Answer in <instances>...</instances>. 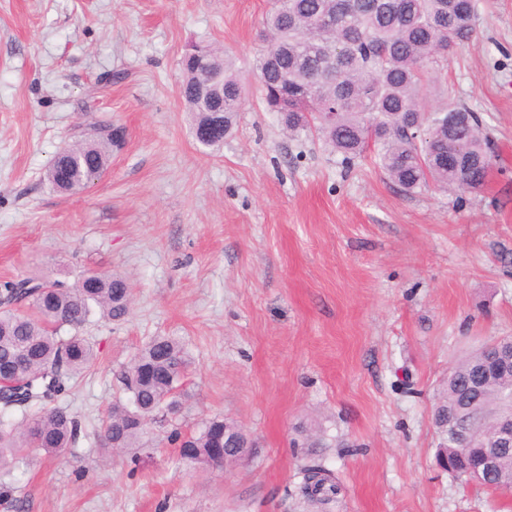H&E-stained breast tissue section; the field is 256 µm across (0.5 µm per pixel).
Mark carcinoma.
Masks as SVG:
<instances>
[{"label": "carcinoma", "mask_w": 512, "mask_h": 512, "mask_svg": "<svg viewBox=\"0 0 512 512\" xmlns=\"http://www.w3.org/2000/svg\"><path fill=\"white\" fill-rule=\"evenodd\" d=\"M482 0H270L263 18V45L256 72L267 111L294 137L316 126L330 149L350 166L368 148L387 177L404 193L429 185L472 191L487 176L492 149L487 122L464 104L424 106L451 54L476 34ZM180 97L193 116V134L217 150L232 134L248 88L224 49L199 46L183 56ZM115 145L106 129L55 153L48 181L72 195L107 169ZM127 281L86 272L68 284L26 276L0 286V378L20 371L14 391L0 396V470L20 463L30 449L58 454L75 445L84 429L59 404L77 376L97 360L84 326L99 317L124 319L130 309ZM483 345L458 361L443 380L433 420L446 441L439 461L448 475L512 494V447L497 449L494 473L485 455L494 449L498 418L512 409V369L480 382L488 359ZM188 365L183 344L153 336L120 376L127 399L112 404L102 420L101 444L112 450L146 449L151 424L174 413V395ZM480 405L470 439L458 438L459 414ZM22 418H9L15 411ZM179 448L185 470L212 468L224 448L251 445L234 422L215 417L199 431L166 436ZM298 495L310 506L334 500L340 487L329 469L307 466Z\"/></svg>", "instance_id": "1"}]
</instances>
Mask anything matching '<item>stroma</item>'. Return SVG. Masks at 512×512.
<instances>
[{
	"instance_id": "1",
	"label": "stroma",
	"mask_w": 512,
	"mask_h": 512,
	"mask_svg": "<svg viewBox=\"0 0 512 512\" xmlns=\"http://www.w3.org/2000/svg\"><path fill=\"white\" fill-rule=\"evenodd\" d=\"M268 0H0V284L82 270L133 285L126 320L88 326L95 365L61 403L86 438L0 471V512H303L298 473L343 486L332 512H512V495L436 462L449 369L512 336V0H486L473 41L426 104L480 112L484 186L404 194L372 154L346 167L316 130L283 133L252 90L220 150L191 133L179 87L189 43L255 69ZM125 128L77 195L45 177L99 124ZM152 336L190 364L176 414L139 459L100 446L121 369ZM235 421L256 456L185 471L171 429Z\"/></svg>"
}]
</instances>
